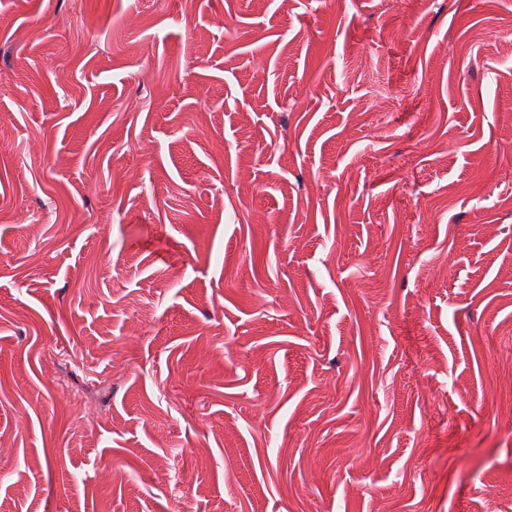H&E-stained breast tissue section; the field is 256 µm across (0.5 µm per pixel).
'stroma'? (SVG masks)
<instances>
[{"label":"stroma","instance_id":"obj_1","mask_svg":"<svg viewBox=\"0 0 512 512\" xmlns=\"http://www.w3.org/2000/svg\"><path fill=\"white\" fill-rule=\"evenodd\" d=\"M511 171L512 0H0V502L512 512ZM57 390L61 393L67 401L76 407H78V412L85 415L87 418L102 420L105 418V413L103 410L99 408L87 407L83 401L82 395L78 391H74L66 381H61L57 383Z\"/></svg>","mask_w":512,"mask_h":512}]
</instances>
